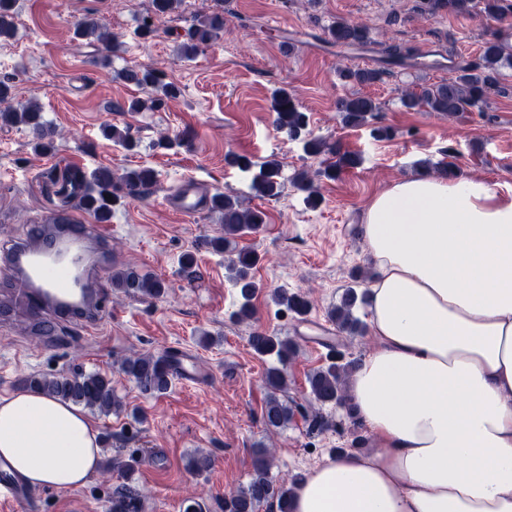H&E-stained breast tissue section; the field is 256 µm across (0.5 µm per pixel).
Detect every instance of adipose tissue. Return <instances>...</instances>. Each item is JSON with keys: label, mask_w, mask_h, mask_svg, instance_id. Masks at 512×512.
I'll use <instances>...</instances> for the list:
<instances>
[{"label": "adipose tissue", "mask_w": 512, "mask_h": 512, "mask_svg": "<svg viewBox=\"0 0 512 512\" xmlns=\"http://www.w3.org/2000/svg\"><path fill=\"white\" fill-rule=\"evenodd\" d=\"M373 349L346 397L380 446L306 473L293 512H512V194L422 175L368 204ZM0 459L32 487L101 467L78 408L0 397Z\"/></svg>", "instance_id": "adipose-tissue-1"}]
</instances>
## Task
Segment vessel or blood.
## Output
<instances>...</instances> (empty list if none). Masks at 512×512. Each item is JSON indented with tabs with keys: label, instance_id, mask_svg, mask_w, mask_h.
Returning a JSON list of instances; mask_svg holds the SVG:
<instances>
[{
	"label": "vessel or blood",
	"instance_id": "b4317fda",
	"mask_svg": "<svg viewBox=\"0 0 512 512\" xmlns=\"http://www.w3.org/2000/svg\"><path fill=\"white\" fill-rule=\"evenodd\" d=\"M170 208L196 215L209 204L193 185L183 184L169 197ZM112 229L65 213L33 225L29 235L0 252V289L10 310L29 315V328L52 339L58 324L75 322L93 329L110 311L100 287L101 270L111 262ZM29 493L16 482L7 463L0 462V501L26 505Z\"/></svg>",
	"mask_w": 512,
	"mask_h": 512
}]
</instances>
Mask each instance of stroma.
<instances>
[{"instance_id": "35a3bbf8", "label": "stroma", "mask_w": 512, "mask_h": 512, "mask_svg": "<svg viewBox=\"0 0 512 512\" xmlns=\"http://www.w3.org/2000/svg\"><path fill=\"white\" fill-rule=\"evenodd\" d=\"M423 0H183L158 23L150 41L136 28L151 0H16L14 38L0 41V80L11 87L9 103H38L57 136L51 152H36L29 130L0 123V245L21 237L29 225L57 211L48 172L80 165L117 171L152 168L156 183L138 199H124L112 211V269L134 268L162 279L158 298L111 291L112 310L97 330L64 324L52 342L28 333V317L18 312L0 329V396L20 390L21 378L105 370L126 411L89 419L105 441L102 456L117 463L85 486L61 493L30 492L27 512H106L113 489L124 481L122 461L141 460L133 476L145 498L142 512H184L187 498L200 494L204 512H221L225 493L245 485L258 445L275 449L274 479L301 476L337 452L374 453L367 426L344 409L315 404L308 375L331 362L338 346L346 359L361 362L374 341L369 334L339 332L328 318L357 275L375 271L364 233V212L374 196L394 182L421 174L424 161L452 163L458 177L478 179L512 191V69H504V93L481 108L443 118L409 111L399 98L454 75V68L479 59L485 40L512 44V21L495 22L480 13L419 18ZM224 14V34L192 59L180 53L192 20L213 11ZM89 16L115 34L120 47L109 64L99 61L92 39L74 38L72 24ZM344 19L369 27L367 43L350 48L327 41V28ZM409 51L405 63L384 67L386 49ZM154 66L178 87L176 97L156 111L125 112L122 104L146 99L152 87H133L124 69ZM385 68L381 81L347 85L339 66ZM286 89L309 116L314 136L360 154L361 165L330 180L318 178V207H309L293 183L297 171L324 168L328 156L306 155L274 124L273 93ZM359 93L380 110L374 123L392 131L377 138L367 127L343 126L338 98ZM129 128L134 149L107 139L105 125ZM171 146H159L161 137ZM230 154L248 155L254 166L275 159L282 165L278 197L256 195L253 174L227 163ZM206 196L238 197L244 206L266 212L257 232L238 246L261 257L255 270L260 289L253 316L239 322L237 289L228 279L223 254L206 239L223 235L218 213L183 217L167 205L185 181ZM197 259L198 274L180 269L185 253ZM310 291L305 316L291 313L271 297L273 289ZM295 341L288 364V387L279 395L293 411L287 426L270 431L263 422L269 391L266 371L274 357L254 353V331ZM173 349L195 360L201 377L174 379L159 396L142 394L120 370L124 358L158 355ZM208 454L212 467L194 473L193 456Z\"/></svg>"}]
</instances>
